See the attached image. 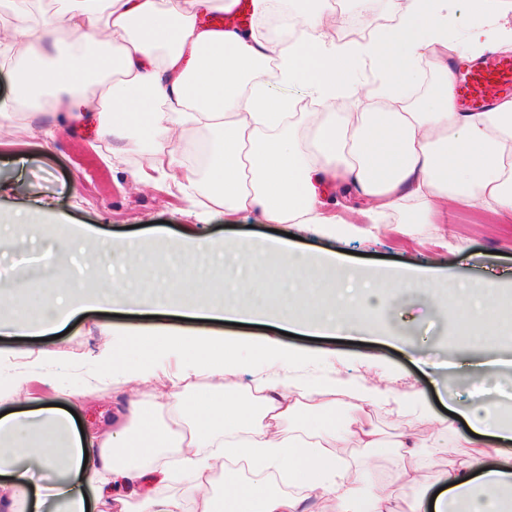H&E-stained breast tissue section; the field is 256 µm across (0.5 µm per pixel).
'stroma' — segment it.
<instances>
[{
  "mask_svg": "<svg viewBox=\"0 0 512 512\" xmlns=\"http://www.w3.org/2000/svg\"><path fill=\"white\" fill-rule=\"evenodd\" d=\"M98 125L94 118L69 129L48 117L0 125V140L12 143L9 153H0V183L13 186L0 192V230L15 221L20 209L27 210L34 224L93 229L92 235L75 239L63 260L50 238L32 234L23 249L0 255L4 281L25 288L49 282L61 291L84 289L99 279L85 263L92 248L111 261L113 278L122 277L121 258L108 250L112 242L144 239L179 262L188 255L184 243L190 236L220 245L258 243L279 232L295 235V248L310 262L334 253L361 277L377 281L405 267L434 270L445 295L460 280H500L497 303L504 317H512L510 216L452 203L439 223L416 225L408 234L383 220L363 222L358 233L320 224L277 225L250 211L227 220L184 199L174 186L134 183L130 172L144 162L143 150L134 146L111 153ZM69 325L64 336L45 341L0 335V380L18 374L36 377L30 390H12L9 404L17 410L30 408L33 395L64 405L74 391L100 388L99 399L76 408L78 421L88 430L111 416L113 400L132 395L130 378L142 360L127 334L139 329L158 332L151 359L160 371L196 363V355L183 347V338L208 337L232 345V387L237 391L256 379L274 377L275 359L309 374L323 372L325 362L331 361L364 384L387 386L420 400L425 407L421 413L396 418L380 409L373 412L374 423L389 436L404 429L426 442L438 431V418L470 407L476 391H483L489 401L512 396V348H503L497 336L481 343L459 339L447 315L429 309L419 292L402 288L372 317L366 332L341 338L291 337L269 325L240 327L214 320L93 311L77 314ZM468 432L463 421H456L447 448L422 467L421 481L466 458L463 437Z\"/></svg>",
  "mask_w": 512,
  "mask_h": 512,
  "instance_id": "stroma-1",
  "label": "stroma"
}]
</instances>
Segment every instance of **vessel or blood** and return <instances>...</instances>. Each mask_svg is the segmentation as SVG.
<instances>
[{
	"label": "vessel or blood",
	"mask_w": 512,
	"mask_h": 512,
	"mask_svg": "<svg viewBox=\"0 0 512 512\" xmlns=\"http://www.w3.org/2000/svg\"><path fill=\"white\" fill-rule=\"evenodd\" d=\"M512 94V59L495 58L471 66L459 85L466 110L479 112L503 96Z\"/></svg>",
	"instance_id": "b4317fda"
}]
</instances>
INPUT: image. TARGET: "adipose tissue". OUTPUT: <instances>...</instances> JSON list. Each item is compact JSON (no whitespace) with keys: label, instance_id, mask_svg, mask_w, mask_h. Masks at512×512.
<instances>
[{"label":"adipose tissue","instance_id":"ef3b65f1","mask_svg":"<svg viewBox=\"0 0 512 512\" xmlns=\"http://www.w3.org/2000/svg\"><path fill=\"white\" fill-rule=\"evenodd\" d=\"M286 17L296 35L270 39L235 26L215 28L203 14L230 13L240 0H66L47 9L42 0H0V72L10 94L0 113L25 107L36 119L38 97L55 95L59 120L78 119L98 82L110 110L101 133L112 151L140 141L148 162L135 181L157 172L207 199L215 214L255 211L279 224H333L321 187L355 193L373 212L413 211L435 223L455 201L512 214V100L487 112H462L456 72L448 64V0H406L391 25L357 41L327 30L343 20L333 0H290ZM110 32L97 38L95 28ZM512 50V27L480 24L459 60ZM429 58L438 76L428 99L410 102L414 67ZM378 77L360 90L349 78L357 63ZM299 87L315 103L298 112L289 97H273L270 83ZM371 101V112H338L336 102ZM213 131L203 147L193 134ZM199 148L200 163L186 154ZM127 261L121 279L101 283L90 297L40 289L12 308L10 328L44 335L81 309L83 301L112 309L130 304L164 315L230 321L274 319L314 336L363 330L366 319L390 299L385 286L358 299L352 271L336 255L323 257L303 292L268 294L262 284L247 301L215 293L202 279L199 243L192 263L178 266L179 298L166 288L138 285L144 244L120 242ZM273 257L285 281L301 279L304 255L284 239H269L235 256L254 271L257 255ZM394 280L423 289L432 308L447 307L458 324L497 333L498 287L470 284L448 301L433 276L412 269ZM193 371L173 375L144 365L137 383L151 392L116 402L111 421L81 432L73 417L46 405L0 411V512H512V417L477 399L461 417L471 431V454L427 492L415 493L421 468L417 444L399 432L407 461L397 472L399 495L365 488L354 449H385L370 419L382 406L394 414L409 407L390 388L363 385L336 369L312 380L271 379L255 388L253 403L227 399L207 413L194 411L193 375L211 379V391L233 375L227 344L190 339ZM318 415L323 426L300 424ZM182 492L170 495L169 485Z\"/></svg>","mask_w":512,"mask_h":512}]
</instances>
